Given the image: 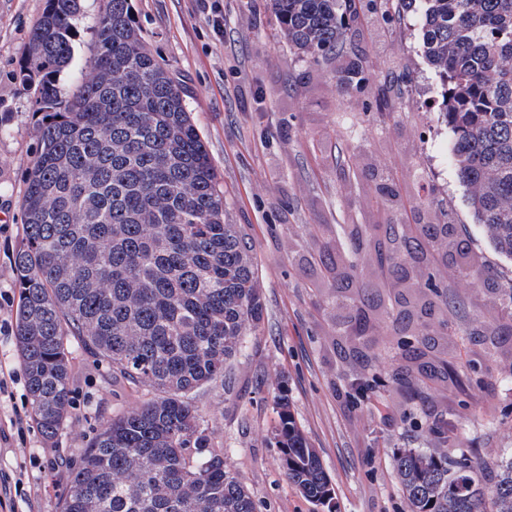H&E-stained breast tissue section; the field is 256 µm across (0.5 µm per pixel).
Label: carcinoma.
Wrapping results in <instances>:
<instances>
[{"instance_id":"cac0c4a2","label":"carcinoma","mask_w":512,"mask_h":512,"mask_svg":"<svg viewBox=\"0 0 512 512\" xmlns=\"http://www.w3.org/2000/svg\"><path fill=\"white\" fill-rule=\"evenodd\" d=\"M420 2V51L476 221L512 257V0ZM288 46L317 59L344 42L358 0H272ZM82 0H45L18 79L42 118L22 196L14 257L16 345L31 417L54 438L72 405L76 343L157 395L115 416L72 468L61 512H255L188 397L224 376L263 301L252 246L224 221V190L182 92L146 49L130 0H106L93 76L62 96ZM403 327L389 350L448 368V344ZM274 439L299 494L327 507L318 451L277 401ZM393 467L408 512H512V456L495 474L464 450L399 448Z\"/></svg>"}]
</instances>
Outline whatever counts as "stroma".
Segmentation results:
<instances>
[{"label": "stroma", "instance_id": "stroma-1", "mask_svg": "<svg viewBox=\"0 0 512 512\" xmlns=\"http://www.w3.org/2000/svg\"><path fill=\"white\" fill-rule=\"evenodd\" d=\"M45 0H0V366L16 378L0 393V419H23L0 433V478L20 480L18 512H59L68 472L113 416L153 398L151 388L112 375L81 348L71 350L73 407L45 439L30 418L15 344L19 305L16 249L21 199L41 118L17 74ZM215 33L196 0H131L144 43L184 94L226 197V221L251 238L264 302L257 334L224 376L191 393L257 512H406L392 452L465 449L472 466L494 471L512 453V320L503 314L512 258L478 224L452 159L451 134L435 104L436 76L419 50V12L397 0L361 10L338 56L305 59L279 33L271 0H223ZM74 61L59 87L88 80L105 0H82ZM361 77L346 82V70ZM376 224H446L448 251L422 243L405 256L412 281L448 289V312L409 307L410 325L448 320L459 378L449 388L396 392L400 360L386 356L395 325L378 319L393 280L359 241ZM385 292H377V284ZM368 329L378 384L355 396L362 360L346 335ZM292 411L318 449L333 488L330 508L306 502L288 480L272 430L274 402ZM453 428L447 440L414 431L411 409Z\"/></svg>", "mask_w": 512, "mask_h": 512}]
</instances>
